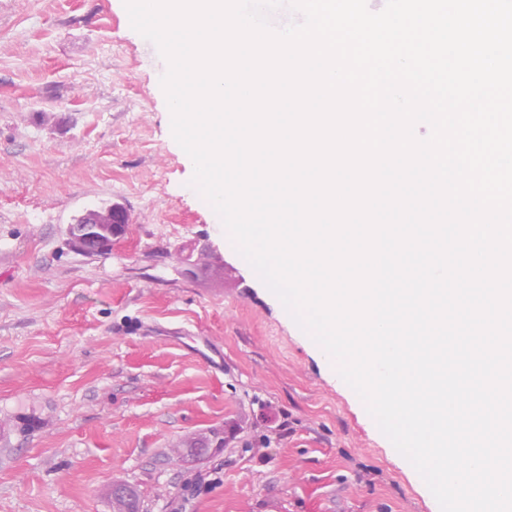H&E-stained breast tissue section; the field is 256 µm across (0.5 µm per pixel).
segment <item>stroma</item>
I'll return each instance as SVG.
<instances>
[{"label":"stroma","instance_id":"35a3bbf8","mask_svg":"<svg viewBox=\"0 0 512 512\" xmlns=\"http://www.w3.org/2000/svg\"><path fill=\"white\" fill-rule=\"evenodd\" d=\"M167 68L123 0H0V512H440L192 186ZM125 211L120 204H112L111 206L100 210H88L82 214L76 224L83 227L82 232H73L70 235L74 245L81 251L86 253H96L107 249H101L98 231L108 225L111 230L112 238H121L126 231ZM116 218L112 222V218ZM136 491L125 483L112 484V511L113 512H135L133 503L137 500Z\"/></svg>","mask_w":512,"mask_h":512}]
</instances>
